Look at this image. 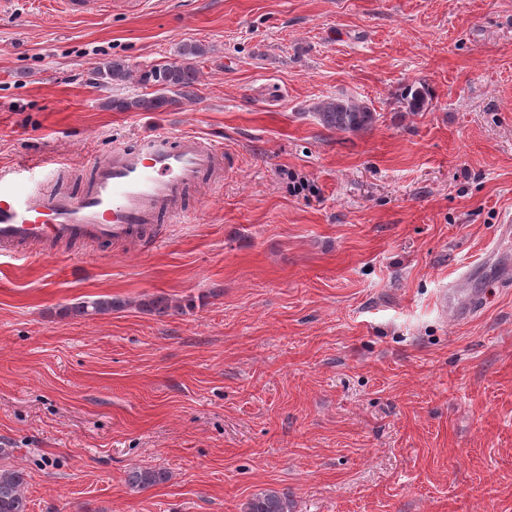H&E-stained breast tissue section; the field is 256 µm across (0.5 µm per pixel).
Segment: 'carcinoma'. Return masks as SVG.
Listing matches in <instances>:
<instances>
[{
  "label": "carcinoma",
  "mask_w": 512,
  "mask_h": 512,
  "mask_svg": "<svg viewBox=\"0 0 512 512\" xmlns=\"http://www.w3.org/2000/svg\"><path fill=\"white\" fill-rule=\"evenodd\" d=\"M208 49L199 43L183 44L178 55L183 59L179 65H157L140 76L142 83L156 87L152 93L136 98H109L107 106L118 112H159L173 105L174 99L168 93L175 92L189 100L195 96L198 82L194 60L206 55ZM129 69L121 59L105 60L95 67L98 85L108 88L124 80ZM320 124L328 129L354 133L372 126L377 119L376 112L369 106L352 99L327 100L317 107ZM122 308V303L109 296H100L73 303L61 309L65 317H91L110 313ZM164 469L133 466L126 472L125 483L134 490H144L168 481ZM27 474L23 469L0 471V512H27L24 487ZM244 512H288V499L276 491L255 495L245 506Z\"/></svg>",
  "instance_id": "1"
}]
</instances>
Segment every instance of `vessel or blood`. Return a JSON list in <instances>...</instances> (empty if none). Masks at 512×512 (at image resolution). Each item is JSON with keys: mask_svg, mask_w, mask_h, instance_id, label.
<instances>
[{"mask_svg": "<svg viewBox=\"0 0 512 512\" xmlns=\"http://www.w3.org/2000/svg\"><path fill=\"white\" fill-rule=\"evenodd\" d=\"M221 143L191 133L158 131L137 146H113L96 163L89 191L79 197L48 193L42 184L0 173V248L54 240L130 241L139 229L176 212L182 191L213 172ZM485 303L471 288L443 295L458 320Z\"/></svg>", "mask_w": 512, "mask_h": 512, "instance_id": "obj_1", "label": "vessel or blood"}]
</instances>
